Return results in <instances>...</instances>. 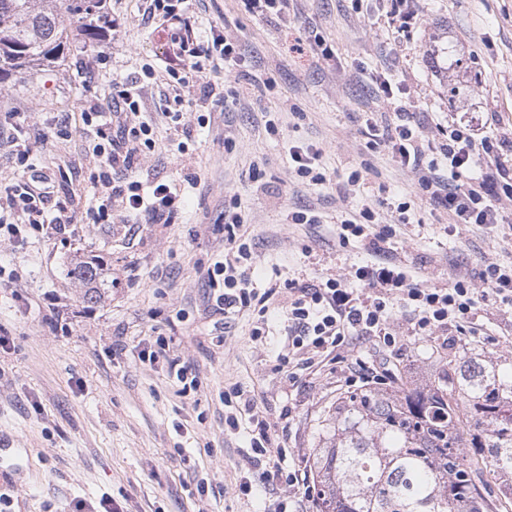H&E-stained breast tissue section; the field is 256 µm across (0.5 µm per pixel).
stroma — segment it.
<instances>
[{
  "label": "stroma",
  "mask_w": 512,
  "mask_h": 512,
  "mask_svg": "<svg viewBox=\"0 0 512 512\" xmlns=\"http://www.w3.org/2000/svg\"><path fill=\"white\" fill-rule=\"evenodd\" d=\"M106 7L115 25L97 47L73 44L54 71L0 84V197L32 164L46 174L51 201L73 215L62 234L31 230L20 246L0 238V266L13 275L0 286V336L9 340L0 353V496L10 512H73L76 502L95 507L105 499L122 512H272L283 485L239 491L255 426L226 429L225 391L240 389L272 423L271 441L283 447L287 466L308 468L317 415L346 390L351 358L341 352L286 383L278 356L288 329L279 307L260 341L251 340L245 316L218 334L204 273L224 250V205L238 198L246 213L257 288L347 272L365 256L336 239V222L355 196L350 172L361 171L367 192L392 202L412 182L386 150L365 146L364 113L394 110L375 97L369 73L395 71L426 124L434 112L512 130V0H414L404 28L380 23L378 0H290L286 13L263 19L245 0H193L183 22L196 42L225 26L246 58L231 74H211L217 95L191 89L181 108L191 132L183 142L154 107L169 80L164 25L145 16L144 0H106ZM320 40L332 58L317 57ZM145 64L156 70L142 96L157 140L136 167L176 181L186 206L168 224H134L117 209L111 223L98 224V139L80 114L95 103L118 112L113 78L131 79ZM64 114L70 125L61 134ZM426 132L435 129L427 124ZM292 142L321 149L329 184H297ZM258 157L267 160L263 193L249 178ZM288 208L313 210L322 221L284 223ZM500 212L502 224L487 228L415 206L388 246L429 283L444 285L458 272L475 278L486 261L512 263V202ZM79 256L104 266L97 303L82 301L69 274ZM476 322L481 333L472 344L512 353L511 312L483 304ZM159 338L167 359L196 376L195 389L179 393L165 361L139 359V341ZM460 339L453 328L404 337L390 369L426 383L437 369L435 351Z\"/></svg>",
  "instance_id": "stroma-1"
}]
</instances>
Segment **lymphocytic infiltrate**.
<instances>
[{"label":"lymphocytic infiltrate","instance_id":"f902f5d3","mask_svg":"<svg viewBox=\"0 0 512 512\" xmlns=\"http://www.w3.org/2000/svg\"><path fill=\"white\" fill-rule=\"evenodd\" d=\"M241 56L240 42L219 29H211L206 42L193 44L188 30L173 28L167 37V72L172 84L156 107L163 116L182 105L185 92L203 85L207 69L232 71ZM112 98L125 110V121L113 124L101 106L91 105L82 119L96 127L95 154L108 174L102 181V203L98 222H105L113 207L144 217L150 224L170 223L182 198L174 182L152 180L143 185L135 172V160L152 149V121L142 119L143 102L137 86L113 81ZM437 141H430L422 124L405 106H397L392 118L369 112L363 118L362 135L368 146H384L392 161L410 171L414 181L409 197L392 207L393 221L409 223L413 204L421 203L446 214L454 224H495L501 198L512 199V133L479 135L477 128L454 120L436 123ZM288 156L298 182L323 186L330 177L322 166V154L312 146L289 145ZM34 175H22L6 194L8 215H0V231L16 237L30 229L64 231L72 217L66 207L48 216L47 194L36 187ZM381 200L363 195L361 204L340 222V246L358 244L369 256L347 275L330 277L314 284L294 280H274L264 291L253 287L248 267L253 258L250 243L240 229L244 217L239 201L224 208V253L204 278L210 290L213 310L222 317L248 314L262 321L272 301L287 296L288 351L280 355L281 366L289 367L292 350H314V356L329 355L349 348L353 338L372 341L375 348L398 349L401 338L394 326L397 309H404L413 335L432 336L439 330L456 327L470 335V322L481 302L494 299L512 306V265L487 262L479 280L455 275L448 284L425 283L384 247L389 229L369 232L375 223ZM250 449L259 478L270 483L284 481L302 493L310 486L301 471L284 470L282 449L272 447L268 435L251 438Z\"/></svg>","mask_w":512,"mask_h":512}]
</instances>
